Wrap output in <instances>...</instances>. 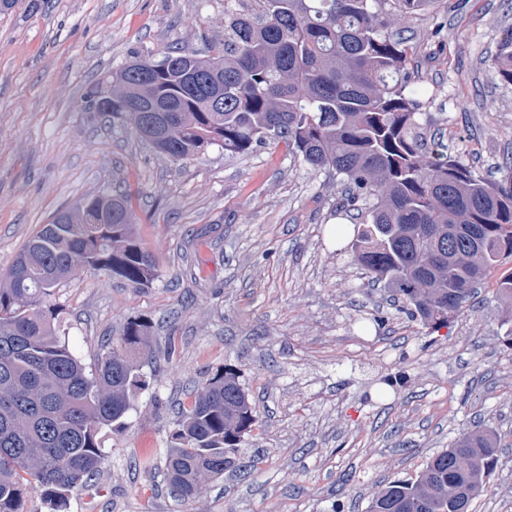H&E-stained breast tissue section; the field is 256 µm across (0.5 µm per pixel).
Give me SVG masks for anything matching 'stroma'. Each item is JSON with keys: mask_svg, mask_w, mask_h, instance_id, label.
<instances>
[{"mask_svg": "<svg viewBox=\"0 0 512 512\" xmlns=\"http://www.w3.org/2000/svg\"><path fill=\"white\" fill-rule=\"evenodd\" d=\"M506 28L512 0H432L390 27L409 48L427 141L493 182L512 158V84L493 67ZM172 46L221 50L224 0H15L0 12V268L40 225L122 186L158 272L145 288L81 273L56 290L86 365L130 318L149 323L155 350L126 429L100 433L101 476L68 512H368L477 421L501 443L471 512H512V348L494 284L428 330L368 284L340 189L284 145L173 161L89 107L131 56L158 61ZM226 367L258 410L239 449L254 465L201 477L183 504L139 459L163 456L179 403Z\"/></svg>", "mask_w": 512, "mask_h": 512, "instance_id": "stroma-1", "label": "stroma"}]
</instances>
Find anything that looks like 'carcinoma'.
Instances as JSON below:
<instances>
[{"instance_id":"cac0c4a2","label":"carcinoma","mask_w":512,"mask_h":512,"mask_svg":"<svg viewBox=\"0 0 512 512\" xmlns=\"http://www.w3.org/2000/svg\"><path fill=\"white\" fill-rule=\"evenodd\" d=\"M244 0L224 4V49L195 56L191 77L173 47L154 79L143 83L123 65L112 95L171 104L169 136L153 149L180 161L212 145L243 155L271 138L304 164L343 186L350 206L366 205L350 245L372 282L431 330L463 314L478 288L512 256V175L490 184L461 160L423 149L408 47L384 32L386 16L409 17L430 0ZM390 12H384V6ZM512 83V29L494 59ZM150 143L136 112H114ZM112 196V223L92 198L71 224H44L0 270V512H24V487L64 512L69 493L95 477L102 428H125L146 388L135 357L151 355L148 324L126 322L89 369L61 330L57 286L89 271L144 288L155 263L134 231L130 195ZM512 323V273L497 282ZM257 423V411L226 367L182 407L171 433L164 476L173 497L191 501L203 475H224ZM497 433L478 427L427 461L415 480L389 482L368 512H470L494 466ZM466 468L457 466L458 459Z\"/></svg>"}]
</instances>
